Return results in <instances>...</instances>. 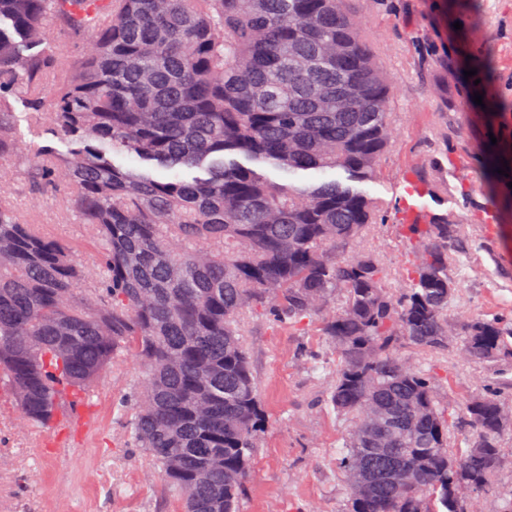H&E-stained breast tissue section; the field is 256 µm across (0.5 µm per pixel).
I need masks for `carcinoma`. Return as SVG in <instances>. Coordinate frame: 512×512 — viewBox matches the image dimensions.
I'll use <instances>...</instances> for the list:
<instances>
[{
	"label": "carcinoma",
	"mask_w": 512,
	"mask_h": 512,
	"mask_svg": "<svg viewBox=\"0 0 512 512\" xmlns=\"http://www.w3.org/2000/svg\"><path fill=\"white\" fill-rule=\"evenodd\" d=\"M344 2L0 0V163L28 161L9 102L23 98L33 132L70 143L41 147L27 193L64 191L97 253L84 265L0 196V389L22 425L67 428L101 373L137 357L143 371L114 409L182 512H237L265 423L246 313L273 328L318 322L338 357L336 416L352 429L363 404L380 410L391 444L349 433L336 461L350 480L351 458L364 460L367 491L347 492V512H465L456 482L486 492L500 466L496 395L461 402L473 434L457 453L436 374L403 370L398 352L448 348L451 252L468 251L457 225H401L413 260L395 291L356 246L382 219L361 191L281 184L235 159L377 177L391 87ZM53 27L76 56L39 50ZM461 328L468 356L512 355V321Z\"/></svg>",
	"instance_id": "carcinoma-1"
}]
</instances>
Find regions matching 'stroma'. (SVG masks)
<instances>
[{"label": "stroma", "mask_w": 512, "mask_h": 512, "mask_svg": "<svg viewBox=\"0 0 512 512\" xmlns=\"http://www.w3.org/2000/svg\"><path fill=\"white\" fill-rule=\"evenodd\" d=\"M347 9L364 21L392 84L394 138L378 177L363 186L384 221L364 230L360 247L377 252L389 287L399 288L398 271L410 254L400 224L448 215L470 244L449 270L456 281L450 313L469 320L511 315L512 188L481 163L478 149L494 135L512 164V0H349ZM483 67L489 73L480 81L464 75ZM10 188L23 219L82 239L63 194L31 199L19 176ZM242 330L266 428L239 512H343L346 487L336 457L347 427L326 405L334 349L315 324L299 335L248 314ZM463 344L459 334L438 353L405 351L413 364L438 373L451 444L459 450L472 432L457 413L462 397L492 389L512 413V358L467 357ZM139 371L130 357L107 369L93 397L92 426L71 434L21 428L18 410L0 405V512H181L151 461L124 446L125 419L113 406ZM501 446L493 486L478 497L480 512H504L512 502V429L502 433Z\"/></svg>", "instance_id": "1"}]
</instances>
